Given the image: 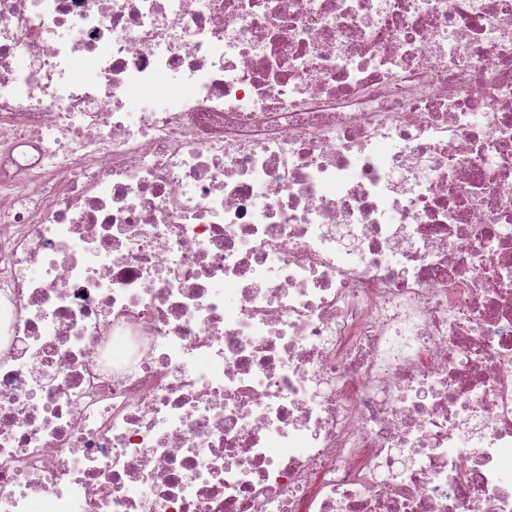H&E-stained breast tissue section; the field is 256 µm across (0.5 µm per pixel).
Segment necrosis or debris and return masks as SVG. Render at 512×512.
I'll return each mask as SVG.
<instances>
[{"label": "necrosis or debris", "instance_id": "4bbe7bcc", "mask_svg": "<svg viewBox=\"0 0 512 512\" xmlns=\"http://www.w3.org/2000/svg\"><path fill=\"white\" fill-rule=\"evenodd\" d=\"M0 512H512V0H0Z\"/></svg>", "mask_w": 512, "mask_h": 512}]
</instances>
